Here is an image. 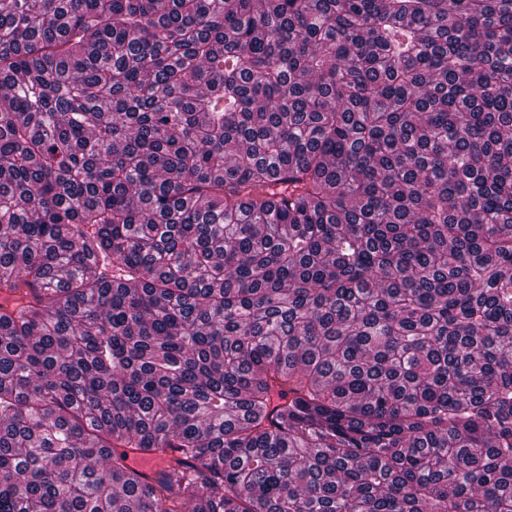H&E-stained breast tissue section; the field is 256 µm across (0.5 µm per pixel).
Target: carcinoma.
<instances>
[{
	"label": "carcinoma",
	"mask_w": 512,
	"mask_h": 512,
	"mask_svg": "<svg viewBox=\"0 0 512 512\" xmlns=\"http://www.w3.org/2000/svg\"><path fill=\"white\" fill-rule=\"evenodd\" d=\"M0 512H512V0H0Z\"/></svg>",
	"instance_id": "1"
}]
</instances>
